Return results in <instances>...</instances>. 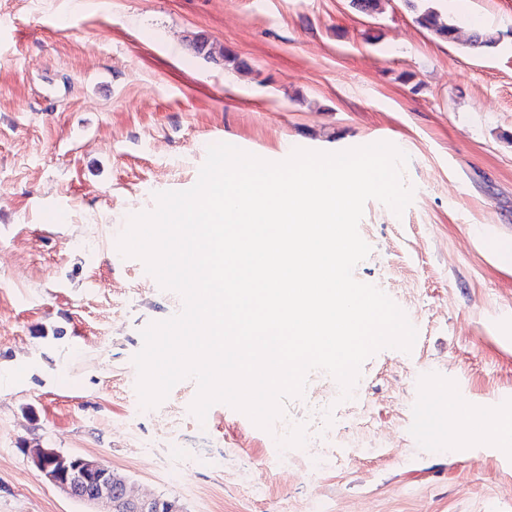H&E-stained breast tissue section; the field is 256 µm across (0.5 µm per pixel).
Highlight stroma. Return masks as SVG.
Listing matches in <instances>:
<instances>
[{"instance_id":"1","label":"stroma","mask_w":512,"mask_h":512,"mask_svg":"<svg viewBox=\"0 0 512 512\" xmlns=\"http://www.w3.org/2000/svg\"><path fill=\"white\" fill-rule=\"evenodd\" d=\"M463 16L486 51L420 27ZM207 42L212 58L197 53ZM402 215L368 201L354 278L414 324L357 395L311 371L262 429L177 383L145 409L141 331L182 308L117 241L228 143L280 162L376 140ZM512 416V0H0V512H86L30 448L83 454L186 512H512V452L418 409Z\"/></svg>"}]
</instances>
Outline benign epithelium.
<instances>
[{
  "mask_svg": "<svg viewBox=\"0 0 512 512\" xmlns=\"http://www.w3.org/2000/svg\"><path fill=\"white\" fill-rule=\"evenodd\" d=\"M27 452L45 480L70 499L87 505L107 503L110 512H184L176 498L132 494L124 475L87 456L54 448Z\"/></svg>",
  "mask_w": 512,
  "mask_h": 512,
  "instance_id": "benign-epithelium-1",
  "label": "benign epithelium"
}]
</instances>
